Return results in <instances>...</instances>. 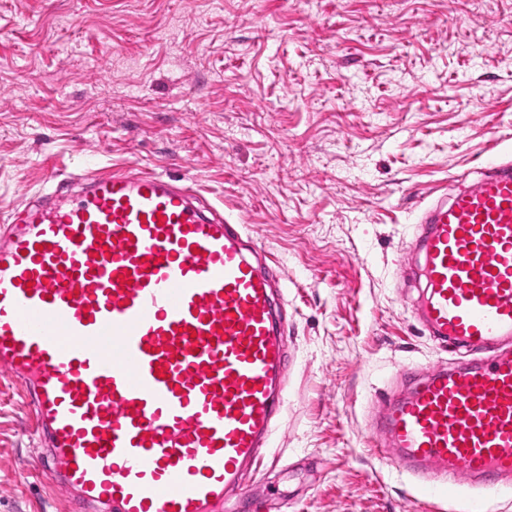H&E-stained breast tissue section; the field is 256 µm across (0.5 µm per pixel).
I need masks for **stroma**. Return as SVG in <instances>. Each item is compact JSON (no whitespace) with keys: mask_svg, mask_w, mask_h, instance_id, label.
<instances>
[{"mask_svg":"<svg viewBox=\"0 0 512 512\" xmlns=\"http://www.w3.org/2000/svg\"><path fill=\"white\" fill-rule=\"evenodd\" d=\"M512 161V0H0V225L98 168L181 179L278 263L287 390L224 512H449L370 435L452 356L419 323V217ZM0 512H65L0 378Z\"/></svg>","mask_w":512,"mask_h":512,"instance_id":"1","label":"stroma"}]
</instances>
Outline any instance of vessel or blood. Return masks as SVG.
Instances as JSON below:
<instances>
[{
	"label": "vessel or blood",
	"instance_id": "obj_1",
	"mask_svg": "<svg viewBox=\"0 0 512 512\" xmlns=\"http://www.w3.org/2000/svg\"><path fill=\"white\" fill-rule=\"evenodd\" d=\"M418 309L484 360L386 399L371 435L418 476L512 490V164L421 217ZM187 187L115 170L57 183L0 233V375L28 397L59 491L88 512H218L284 402L279 273Z\"/></svg>",
	"mask_w": 512,
	"mask_h": 512
}]
</instances>
